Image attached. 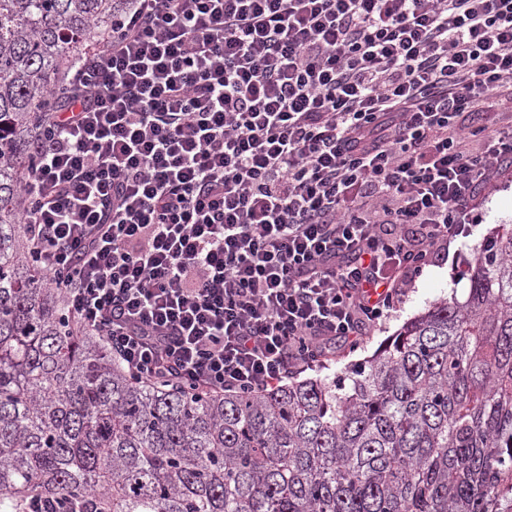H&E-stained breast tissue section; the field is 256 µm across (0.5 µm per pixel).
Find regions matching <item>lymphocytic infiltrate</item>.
Instances as JSON below:
<instances>
[{
  "label": "lymphocytic infiltrate",
  "instance_id": "1",
  "mask_svg": "<svg viewBox=\"0 0 512 512\" xmlns=\"http://www.w3.org/2000/svg\"><path fill=\"white\" fill-rule=\"evenodd\" d=\"M35 133L44 282L148 383L357 350L512 167V0H124Z\"/></svg>",
  "mask_w": 512,
  "mask_h": 512
}]
</instances>
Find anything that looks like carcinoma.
<instances>
[{
	"label": "carcinoma",
	"instance_id": "carcinoma-1",
	"mask_svg": "<svg viewBox=\"0 0 512 512\" xmlns=\"http://www.w3.org/2000/svg\"><path fill=\"white\" fill-rule=\"evenodd\" d=\"M122 0H0V512H495L512 473V228L336 378L187 393L66 317L18 215L34 126ZM57 89L51 100L44 93Z\"/></svg>",
	"mask_w": 512,
	"mask_h": 512
}]
</instances>
